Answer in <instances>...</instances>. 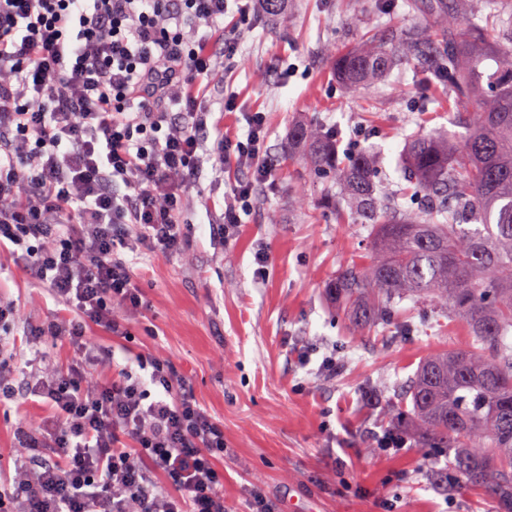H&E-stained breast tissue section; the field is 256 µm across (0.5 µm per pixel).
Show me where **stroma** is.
<instances>
[{"mask_svg": "<svg viewBox=\"0 0 512 512\" xmlns=\"http://www.w3.org/2000/svg\"><path fill=\"white\" fill-rule=\"evenodd\" d=\"M416 0H288V18L253 15L239 27L229 7L224 29L238 32L237 63L224 72L233 109L219 114L225 137L244 139L251 113L265 116V158L272 176L258 186L236 234L222 239L215 223L224 201L250 169L235 160L223 168L204 162L188 194L189 244L172 258L127 253L148 303L129 313L128 337L91 326L100 355L92 378L120 370L149 378L142 359L173 367L196 401L224 429L225 449L213 461L224 477L228 512H244L247 492L259 488L277 512H504L484 489L464 482L447 458L407 441L390 453L380 437L395 431L390 396L431 353L468 345L465 328L409 311L416 328L360 329L349 323L326 288L338 269L366 262L367 229L340 223L322 200L325 177L311 173L288 150L298 120L338 131L340 153L375 147L383 177L403 182L408 136L456 125L448 85L432 68L410 60L370 88L349 94L336 78L330 50L357 46L394 27L433 25ZM304 195L302 209L292 199ZM266 252L258 267L257 252ZM0 299L17 304L9 330L26 377L0 407V479L33 474L17 448V427L52 422L50 405L29 394L27 378L67 367L72 353L49 336L32 339L31 326L67 315L68 308L32 280L14 254L0 251ZM335 355L336 368L320 364Z\"/></svg>", "mask_w": 512, "mask_h": 512, "instance_id": "obj_1", "label": "stroma"}]
</instances>
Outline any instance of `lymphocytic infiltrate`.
<instances>
[{
    "mask_svg": "<svg viewBox=\"0 0 512 512\" xmlns=\"http://www.w3.org/2000/svg\"><path fill=\"white\" fill-rule=\"evenodd\" d=\"M228 2L0 0V250H20L30 277L74 311L32 335L64 337L79 354L32 386L62 425L17 434L19 447L56 456L33 478L0 483V500L21 512H225L212 460L224 430L189 383L174 384L157 361L149 382L124 372L91 383L83 364L94 357L88 326L126 335L123 311L146 305L122 250L170 258L186 248L187 189L205 156L253 172L230 192L227 235L271 177L262 113L245 140L202 138L215 106L233 102L212 95L234 57ZM151 468L167 487L149 480Z\"/></svg>",
    "mask_w": 512,
    "mask_h": 512,
    "instance_id": "1",
    "label": "lymphocytic infiltrate"
}]
</instances>
